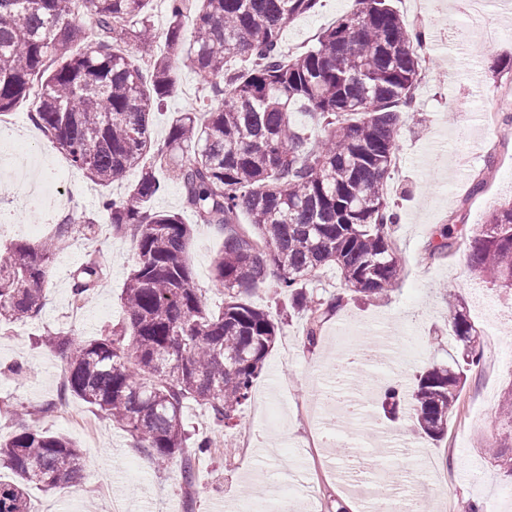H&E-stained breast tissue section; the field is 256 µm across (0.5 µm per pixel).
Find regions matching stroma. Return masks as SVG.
Instances as JSON below:
<instances>
[{"instance_id":"stroma-1","label":"stroma","mask_w":512,"mask_h":512,"mask_svg":"<svg viewBox=\"0 0 512 512\" xmlns=\"http://www.w3.org/2000/svg\"><path fill=\"white\" fill-rule=\"evenodd\" d=\"M462 0H429L417 12L416 0H393L406 22L423 28L431 49L422 79L415 91L416 110L403 121L397 136L395 163L389 171V196L396 202L400 221L396 226L399 253V287L374 302L347 299L324 322L318 343L304 345L305 321L284 322L255 381L252 396L240 418L260 428L247 454L213 450L196 460L195 483L186 487L179 462H150L143 449L111 420L76 397H68L63 412L40 415V408L56 399L65 372V359L56 350L37 344L36 336L63 331L80 340H91L125 317L121 294L133 260L130 237L117 235L103 225L99 201L103 196L124 194L126 183L96 185L82 171L60 182L75 221L93 219L100 227L95 236L70 239L71 256L53 262L44 307L35 321L0 328V440L18 428L17 412H31L34 424L65 436L82 449L83 477L66 492L29 489L31 512H107L96 496L99 484H108L125 512H211L215 502L232 500L241 512H259L264 499L259 483L288 486L310 465L311 445L320 420L335 422L333 412H320L318 397L332 384V345L342 351L374 347L379 331L392 338L388 360L376 367L353 369V381L374 386L375 397L385 374H392L404 391H411L420 371L447 363L455 341L448 329L447 295L463 302L479 331L495 329L499 347L484 345L480 373L471 375L460 405L450 416L447 435L424 442L423 448L438 455L448 473L443 493L455 508L466 502L483 503L486 512H512V479L505 477L496 459L484 455L489 442L502 445L507 426L495 410L512 389V315H487L479 305L486 296L506 301L505 293L475 279L467 265L468 244L482 233L488 214L512 199V172L505 162L494 171L486 164L492 140L502 127H486L481 115L488 110L512 113V104L501 103L500 86L512 83V40L484 39L461 5ZM357 9L355 0H323L321 8L297 17L282 32V47L294 53L313 44L315 36L337 18ZM204 96L196 74L187 67L176 70V87L157 110L152 125L156 142L168 137L172 117L194 111ZM8 137L33 146L41 157L64 162L65 156L29 119L28 105H18L0 119V138ZM486 177L483 191L472 193L477 177ZM19 184L0 174V254L24 240L40 241L37 233L20 235L12 226L48 224L52 214L22 208ZM152 209L180 213L190 224L187 255L195 287L200 288L210 309L224 301L213 282V262L224 247V238L213 227L197 223L184 209L182 189L164 176L162 189L151 201ZM455 221L457 243L447 259L430 262L426 248L435 225ZM96 256L105 275L83 304L82 322L70 316L74 271L87 256ZM23 373H14V366Z\"/></svg>"}]
</instances>
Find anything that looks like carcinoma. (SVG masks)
<instances>
[{
  "label": "carcinoma",
  "mask_w": 512,
  "mask_h": 512,
  "mask_svg": "<svg viewBox=\"0 0 512 512\" xmlns=\"http://www.w3.org/2000/svg\"><path fill=\"white\" fill-rule=\"evenodd\" d=\"M149 0H0V116L37 94L34 124L97 184L108 187L141 169L139 180L101 209L117 234H129L136 260L123 290L125 320L105 336L75 342L60 332L42 342L65 354L67 394L106 414L156 462L180 463L194 483L183 405L204 407L218 429L237 425L268 352L280 336L274 316L251 305V291L274 278L289 314L317 341L339 294L307 285L334 268L358 299L398 285L393 238L397 213L386 179L399 126L414 106L425 36L389 0H358L316 44L287 55L283 28L320 0H167L169 25L156 36ZM135 42L138 57L119 47ZM207 90L201 112L172 118L168 141L153 144L150 123L175 88V60ZM304 113L308 129L293 121ZM181 158H176V154ZM169 167L185 208L224 235L214 285L224 309L210 313L195 288L186 253L191 227L180 214L154 211L157 169ZM97 224L66 220L38 243L0 254V325L37 318L59 244ZM456 225L432 233L428 258H445ZM470 269L512 294V203L490 212L469 243ZM99 261L73 275L81 301L98 287ZM458 344L454 367L417 375L411 394L385 386L383 417L408 419L438 441L483 349L460 302L448 299ZM0 512H30L36 485L62 492L82 470L70 440L26 422L0 442Z\"/></svg>",
  "instance_id": "carcinoma-1"
}]
</instances>
